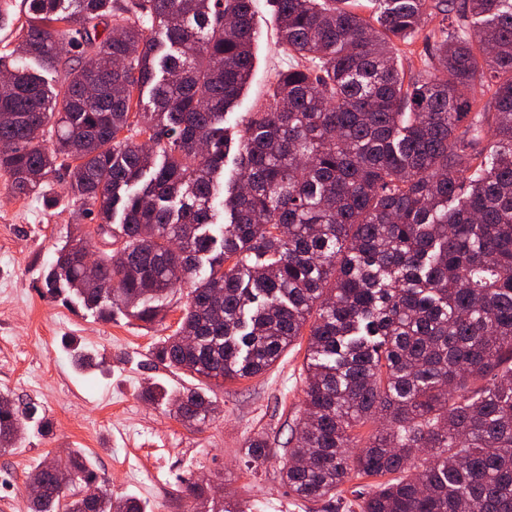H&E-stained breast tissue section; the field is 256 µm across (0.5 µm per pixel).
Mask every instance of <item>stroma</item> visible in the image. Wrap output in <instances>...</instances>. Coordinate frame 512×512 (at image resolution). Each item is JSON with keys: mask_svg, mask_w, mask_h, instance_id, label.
<instances>
[{"mask_svg": "<svg viewBox=\"0 0 512 512\" xmlns=\"http://www.w3.org/2000/svg\"><path fill=\"white\" fill-rule=\"evenodd\" d=\"M256 11L262 37L250 83L225 120L232 130L291 63L277 43L268 0H256ZM66 182L62 176L44 194L19 195L0 170V394L37 404L52 423L50 433L29 429L17 449L0 451V512H27L30 469L48 452L70 448L89 455L113 496L137 498L146 512H187L183 487L192 479L214 505L233 503L243 512H359L357 496L368 491L369 479L351 478L335 498L317 503L290 495L281 481L303 411L306 341L261 375L210 383L217 414L197 429L178 421L170 406L142 396L155 383L173 393L194 384L152 355L176 329L189 285L170 295L165 319L153 325L121 315L106 322L47 294L57 250L76 228L96 224L89 208L68 196ZM260 433L270 453L257 465L247 446Z\"/></svg>", "mask_w": 512, "mask_h": 512, "instance_id": "obj_1", "label": "stroma"}]
</instances>
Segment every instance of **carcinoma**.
Masks as SVG:
<instances>
[{
  "mask_svg": "<svg viewBox=\"0 0 512 512\" xmlns=\"http://www.w3.org/2000/svg\"><path fill=\"white\" fill-rule=\"evenodd\" d=\"M270 2L294 64L242 120L222 190L255 0H27L0 57V170L20 194L64 171L98 219L59 250L47 293L153 324L190 284L153 356L202 383L267 371L307 327L282 467L295 497L386 476L360 512H512V0H369L367 17L360 0ZM428 13L442 23L409 77L399 45ZM94 234L118 244L96 282L79 263ZM148 396L191 427L216 413L202 387ZM31 426L50 428L1 395L0 448ZM268 451L262 434L247 448L256 463ZM27 485L30 512H145L112 498L80 450L44 457ZM205 495L187 483L191 512Z\"/></svg>",
  "mask_w": 512,
  "mask_h": 512,
  "instance_id": "1",
  "label": "carcinoma"
}]
</instances>
